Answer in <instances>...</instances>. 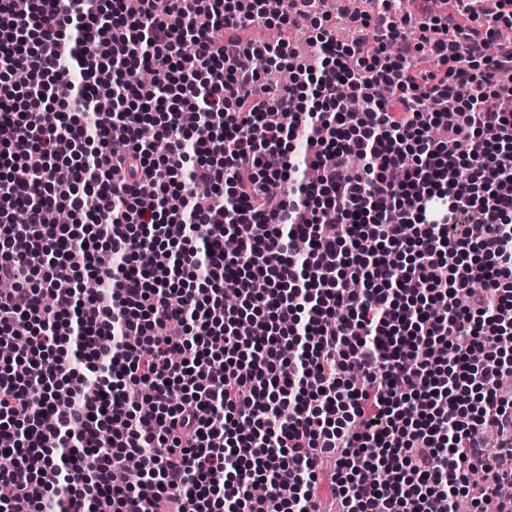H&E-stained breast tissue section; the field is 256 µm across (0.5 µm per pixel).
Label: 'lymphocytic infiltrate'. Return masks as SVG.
<instances>
[{"mask_svg": "<svg viewBox=\"0 0 512 512\" xmlns=\"http://www.w3.org/2000/svg\"><path fill=\"white\" fill-rule=\"evenodd\" d=\"M440 2L0 0V512H512V0Z\"/></svg>", "mask_w": 512, "mask_h": 512, "instance_id": "1", "label": "lymphocytic infiltrate"}]
</instances>
